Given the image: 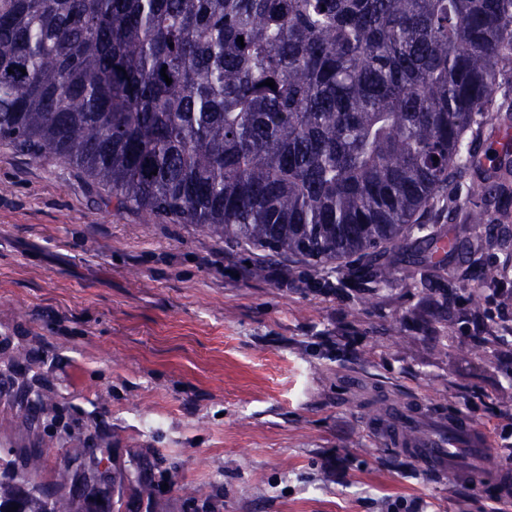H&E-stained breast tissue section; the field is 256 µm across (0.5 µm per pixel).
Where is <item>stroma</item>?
I'll list each match as a JSON object with an SVG mask.
<instances>
[{
  "instance_id": "stroma-1",
  "label": "stroma",
  "mask_w": 512,
  "mask_h": 512,
  "mask_svg": "<svg viewBox=\"0 0 512 512\" xmlns=\"http://www.w3.org/2000/svg\"><path fill=\"white\" fill-rule=\"evenodd\" d=\"M493 266L506 291L473 287ZM263 267L254 276V267ZM466 310L426 307L398 269L355 306L343 265L270 261L192 224L145 221L76 168L0 142V455L62 480L68 460L145 485L126 512H491L380 446L369 422L418 400L481 429L512 416V240L448 259ZM45 409L31 421L21 387ZM500 512H512L500 505Z\"/></svg>"
}]
</instances>
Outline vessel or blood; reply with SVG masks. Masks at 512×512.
Listing matches in <instances>:
<instances>
[{"label":"vessel or blood","instance_id":"vessel-or-blood-1","mask_svg":"<svg viewBox=\"0 0 512 512\" xmlns=\"http://www.w3.org/2000/svg\"><path fill=\"white\" fill-rule=\"evenodd\" d=\"M423 421L420 408L398 406L372 422L370 428L385 446L414 457L430 475L452 476L462 472L480 495L512 497V476L490 479L484 475L480 461L489 452L490 440L467 416L451 418L427 436H415V428Z\"/></svg>","mask_w":512,"mask_h":512}]
</instances>
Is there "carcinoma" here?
<instances>
[{"label": "carcinoma", "instance_id": "cac0c4a2", "mask_svg": "<svg viewBox=\"0 0 512 512\" xmlns=\"http://www.w3.org/2000/svg\"><path fill=\"white\" fill-rule=\"evenodd\" d=\"M511 62L512 0H0V141L147 221L272 258L353 257L327 287L354 305L390 283L385 245L408 240L413 288L445 309L434 257L459 245L430 221L483 166V128L512 126L497 96ZM484 155L506 173L512 141ZM503 193L483 178L485 207L462 214L471 253ZM9 453L0 512H62L66 485L47 499L33 450Z\"/></svg>", "mask_w": 512, "mask_h": 512}]
</instances>
